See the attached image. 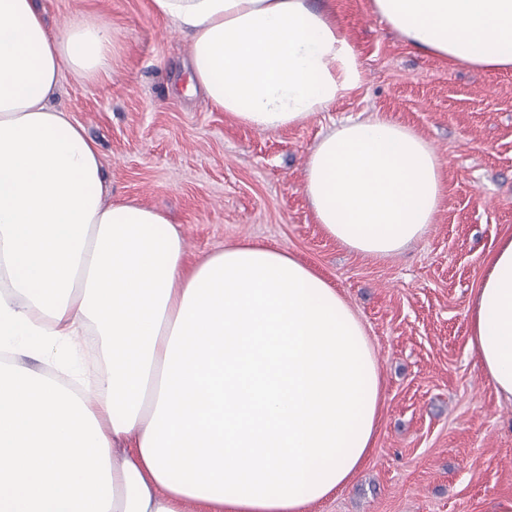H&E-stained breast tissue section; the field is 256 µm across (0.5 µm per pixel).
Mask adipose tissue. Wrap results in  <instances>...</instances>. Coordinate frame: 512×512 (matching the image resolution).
Masks as SVG:
<instances>
[{
  "label": "adipose tissue",
  "mask_w": 512,
  "mask_h": 512,
  "mask_svg": "<svg viewBox=\"0 0 512 512\" xmlns=\"http://www.w3.org/2000/svg\"><path fill=\"white\" fill-rule=\"evenodd\" d=\"M410 46L512 69V0H371ZM191 40L188 93L259 133L356 89L332 0H152ZM103 24L50 33L0 0V352L45 359L94 321L109 354L94 396L0 361V512H310L348 486L379 429L366 327L308 264L257 242L189 262L160 210L104 203L96 145L51 102L63 68L102 69ZM430 144L383 114L345 120L305 167L324 233L373 257L432 224ZM469 349L512 402V237L488 260Z\"/></svg>",
  "instance_id": "ef3b65f1"
}]
</instances>
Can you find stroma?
I'll list each match as a JSON object with an SVG mask.
<instances>
[{
  "label": "stroma",
  "instance_id": "35a3bbf8",
  "mask_svg": "<svg viewBox=\"0 0 512 512\" xmlns=\"http://www.w3.org/2000/svg\"><path fill=\"white\" fill-rule=\"evenodd\" d=\"M37 2L51 32L81 21L112 32L107 66L88 78L62 70L53 98L97 144L105 202L165 212L192 261L233 242L293 253L363 319L384 390L379 433L354 482L311 512H494L512 497V402L468 348L473 291L512 235V70L423 54L371 0H335L359 87L302 126L259 133L187 94L190 43L151 0ZM372 112L423 136L444 182L423 237L385 258L326 236L302 190L322 133Z\"/></svg>",
  "mask_w": 512,
  "mask_h": 512
}]
</instances>
